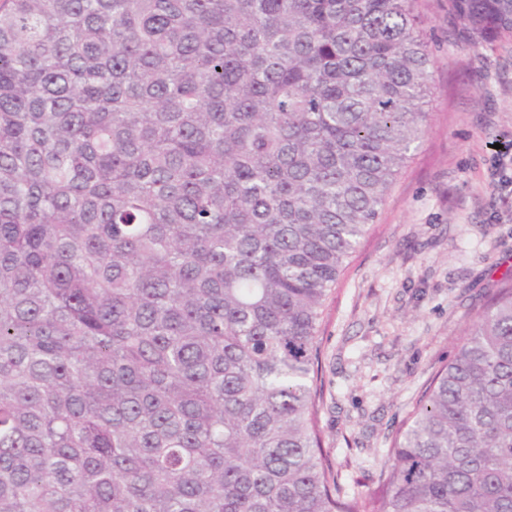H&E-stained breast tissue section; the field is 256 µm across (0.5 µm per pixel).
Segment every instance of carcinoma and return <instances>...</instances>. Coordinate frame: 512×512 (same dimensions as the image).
Instances as JSON below:
<instances>
[{
  "label": "carcinoma",
  "mask_w": 512,
  "mask_h": 512,
  "mask_svg": "<svg viewBox=\"0 0 512 512\" xmlns=\"http://www.w3.org/2000/svg\"><path fill=\"white\" fill-rule=\"evenodd\" d=\"M512 41V0H448ZM419 0H0V512H512V279L331 477L323 304L423 137Z\"/></svg>",
  "instance_id": "cac0c4a2"
}]
</instances>
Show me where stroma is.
Returning a JSON list of instances; mask_svg holds the SVG:
<instances>
[{
  "label": "stroma",
  "mask_w": 512,
  "mask_h": 512,
  "mask_svg": "<svg viewBox=\"0 0 512 512\" xmlns=\"http://www.w3.org/2000/svg\"><path fill=\"white\" fill-rule=\"evenodd\" d=\"M429 128L325 304L318 426L346 492L378 490L391 442L475 314L512 277V42L472 41L421 0Z\"/></svg>",
  "instance_id": "35a3bbf8"
}]
</instances>
